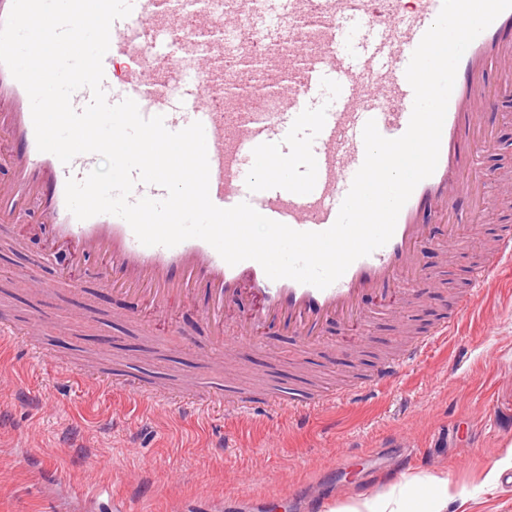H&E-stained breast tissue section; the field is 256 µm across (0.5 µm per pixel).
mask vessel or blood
Masks as SVG:
<instances>
[{
  "instance_id": "obj_1",
  "label": "vessel or blood",
  "mask_w": 512,
  "mask_h": 512,
  "mask_svg": "<svg viewBox=\"0 0 512 512\" xmlns=\"http://www.w3.org/2000/svg\"><path fill=\"white\" fill-rule=\"evenodd\" d=\"M132 11L113 23L103 59L109 103L136 101L143 117L163 115L169 131L193 122L205 129L209 194L221 208L249 203L262 215L297 231L321 232L335 222L365 158L368 120L381 135L408 128L414 92L405 71L442 0H204L186 11L181 0H131ZM494 70L487 81L486 70ZM512 96V9L501 13L462 56L442 129L435 172L414 189L391 239L354 261L343 276L319 289L291 279H270L253 260L227 264L207 242L147 247L123 219L100 214L76 219L67 209L68 178H84L98 164L83 154L63 164L38 151L29 96L0 64V133L14 171L0 183V222L27 221L35 202L54 240L75 262L97 257L94 286L101 292L139 295L152 315L171 316L173 298L195 302L205 291L202 320L216 358L206 383L187 379L177 393L146 391L137 367L109 382L112 391L150 405L166 404L180 416L201 412L204 400L235 396L224 380L226 357L253 343L270 325H282L305 352L328 346L324 325H343V344L361 342L381 314L414 305L454 271L458 231L476 224L494 203L474 147L495 143L497 115ZM443 256L427 268L425 248ZM512 264V225H499L473 265L466 287L451 299L447 316L399 357L380 364L370 383L333 393L282 383L263 397H241L233 411L271 416L288 412L297 424L343 403L386 388L428 349L447 341L491 277ZM264 305L224 333V309L240 295L241 281ZM43 294L69 288L83 308L94 306L82 286L62 275L31 277Z\"/></svg>"
}]
</instances>
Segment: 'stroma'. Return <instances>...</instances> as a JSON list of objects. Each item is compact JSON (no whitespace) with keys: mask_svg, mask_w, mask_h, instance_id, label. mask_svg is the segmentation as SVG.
<instances>
[{"mask_svg":"<svg viewBox=\"0 0 512 512\" xmlns=\"http://www.w3.org/2000/svg\"><path fill=\"white\" fill-rule=\"evenodd\" d=\"M6 312L25 324L40 316L41 334L74 372L149 359L165 347L173 368L197 364L172 335L167 320L154 319L152 341L119 326L112 344L96 331L71 325L67 297L33 298L13 291ZM399 322L379 318L363 353L336 347L314 356L312 379L323 387L353 382L355 370L390 352ZM265 350L244 348L232 363L238 384L254 378L287 381L296 362L293 340L265 330ZM54 364L29 362L22 352L0 354V512H55L78 497L99 512L128 494L138 474L152 487L142 512H179L207 499L211 512H261L260 499H280L286 512H310L312 490L327 506L351 504L360 494H382L390 484L384 467L401 462L409 447L433 453L432 472L448 479L447 512H512V468L493 485L485 477L512 450V268L502 269L483 298L462 316L448 341L429 350L389 389L374 398L337 406L298 426L287 416L225 425L224 410L185 418L144 408L93 385L74 382L58 390ZM34 390L36 402L20 397ZM352 457L346 472H332L336 455Z\"/></svg>","mask_w":512,"mask_h":512,"instance_id":"stroma-1","label":"stroma"}]
</instances>
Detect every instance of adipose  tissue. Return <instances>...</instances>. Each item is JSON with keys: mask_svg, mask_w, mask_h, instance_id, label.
I'll list each match as a JSON object with an SVG mask.
<instances>
[{"mask_svg": "<svg viewBox=\"0 0 512 512\" xmlns=\"http://www.w3.org/2000/svg\"><path fill=\"white\" fill-rule=\"evenodd\" d=\"M448 497L447 479L406 477L385 495L357 500L346 512H446Z\"/></svg>", "mask_w": 512, "mask_h": 512, "instance_id": "ef3b65f1", "label": "adipose tissue"}]
</instances>
